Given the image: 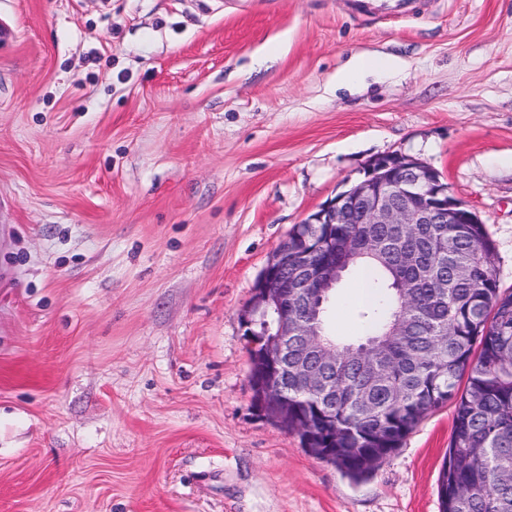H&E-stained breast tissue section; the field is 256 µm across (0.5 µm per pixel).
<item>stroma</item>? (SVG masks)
Returning a JSON list of instances; mask_svg holds the SVG:
<instances>
[{"label":"stroma","instance_id":"stroma-1","mask_svg":"<svg viewBox=\"0 0 512 512\" xmlns=\"http://www.w3.org/2000/svg\"><path fill=\"white\" fill-rule=\"evenodd\" d=\"M1 24L0 512H439L452 406L352 479L256 411L240 314L391 153L512 288V0H0ZM359 56L392 65L340 84Z\"/></svg>","mask_w":512,"mask_h":512}]
</instances>
